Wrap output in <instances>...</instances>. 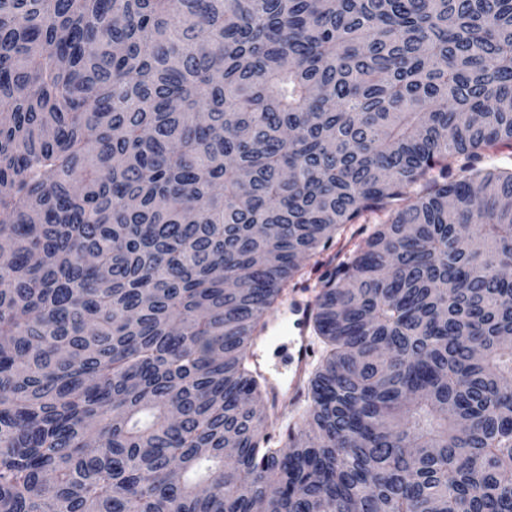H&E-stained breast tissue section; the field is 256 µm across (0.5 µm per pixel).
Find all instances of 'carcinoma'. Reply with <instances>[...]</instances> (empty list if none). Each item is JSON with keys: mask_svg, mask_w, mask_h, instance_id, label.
Returning <instances> with one entry per match:
<instances>
[{"mask_svg": "<svg viewBox=\"0 0 512 512\" xmlns=\"http://www.w3.org/2000/svg\"><path fill=\"white\" fill-rule=\"evenodd\" d=\"M500 144L512 0H0V512H512ZM373 224V220L350 224L341 239L320 257L318 262L314 263V259L304 262L301 277L295 281L296 285L291 284L288 288V301L278 305L269 315L265 330L250 350V358L256 370L265 375L267 399L271 403L284 404L298 392V382L305 373L311 352L307 340V326L312 304L303 310L291 308V313L297 316L291 326V341V336L288 335V304H299L314 299L328 272L347 260L355 245L362 242L370 233ZM277 336H288V344L290 343L289 357L283 364H272L262 352L265 343ZM304 405L305 398L296 405L293 404V400L288 402V421L301 424Z\"/></svg>", "mask_w": 512, "mask_h": 512, "instance_id": "carcinoma-1", "label": "carcinoma"}]
</instances>
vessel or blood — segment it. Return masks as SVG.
Segmentation results:
<instances>
[{"label":"vessel or blood","instance_id":"vessel-or-blood-1","mask_svg":"<svg viewBox=\"0 0 512 512\" xmlns=\"http://www.w3.org/2000/svg\"><path fill=\"white\" fill-rule=\"evenodd\" d=\"M308 310L289 315L287 305L277 306L269 315L264 336L258 337L250 350V358L267 382V398L276 405L286 403L297 393L310 356L307 340ZM291 335L289 357L284 363H273L264 357L262 348L267 338Z\"/></svg>","mask_w":512,"mask_h":512}]
</instances>
